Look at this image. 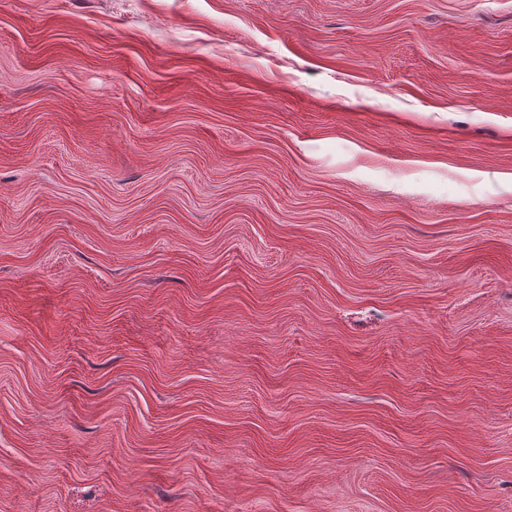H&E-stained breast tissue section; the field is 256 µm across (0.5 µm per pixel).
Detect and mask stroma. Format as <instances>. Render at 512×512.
<instances>
[{
  "label": "stroma",
  "mask_w": 512,
  "mask_h": 512,
  "mask_svg": "<svg viewBox=\"0 0 512 512\" xmlns=\"http://www.w3.org/2000/svg\"><path fill=\"white\" fill-rule=\"evenodd\" d=\"M0 512H512V0H0Z\"/></svg>",
  "instance_id": "obj_1"
}]
</instances>
